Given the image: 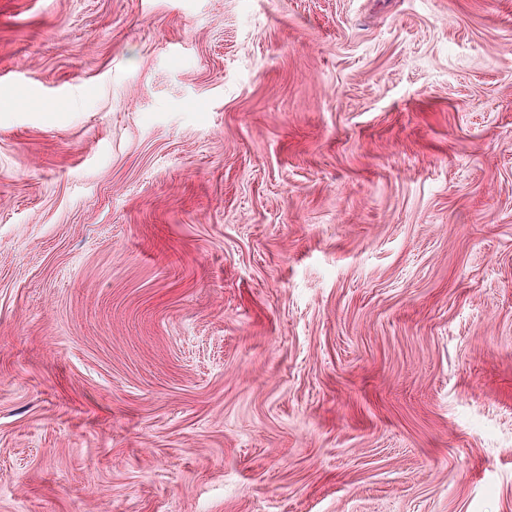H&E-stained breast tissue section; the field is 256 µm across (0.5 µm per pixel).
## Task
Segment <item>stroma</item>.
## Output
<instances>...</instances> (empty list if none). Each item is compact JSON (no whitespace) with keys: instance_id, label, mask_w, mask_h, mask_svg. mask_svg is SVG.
<instances>
[{"instance_id":"stroma-1","label":"stroma","mask_w":512,"mask_h":512,"mask_svg":"<svg viewBox=\"0 0 512 512\" xmlns=\"http://www.w3.org/2000/svg\"><path fill=\"white\" fill-rule=\"evenodd\" d=\"M0 512H512V0H0Z\"/></svg>"}]
</instances>
